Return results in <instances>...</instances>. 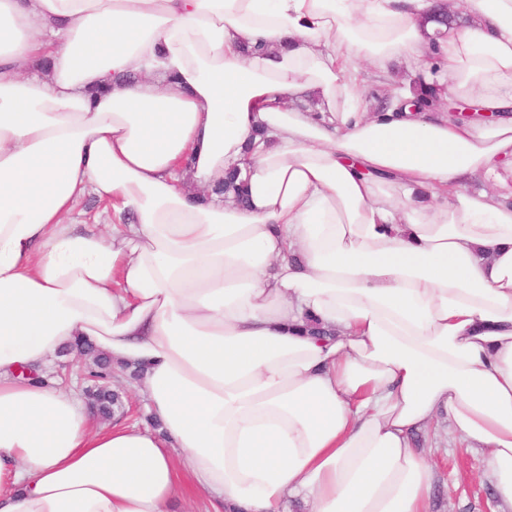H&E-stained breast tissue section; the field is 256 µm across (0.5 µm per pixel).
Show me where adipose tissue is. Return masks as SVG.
Returning <instances> with one entry per match:
<instances>
[{
    "label": "adipose tissue",
    "mask_w": 512,
    "mask_h": 512,
    "mask_svg": "<svg viewBox=\"0 0 512 512\" xmlns=\"http://www.w3.org/2000/svg\"><path fill=\"white\" fill-rule=\"evenodd\" d=\"M434 6L0 0V512H428L442 413L512 512V0ZM397 59L437 106L361 111ZM80 339L159 430L41 376Z\"/></svg>",
    "instance_id": "obj_1"
}]
</instances>
